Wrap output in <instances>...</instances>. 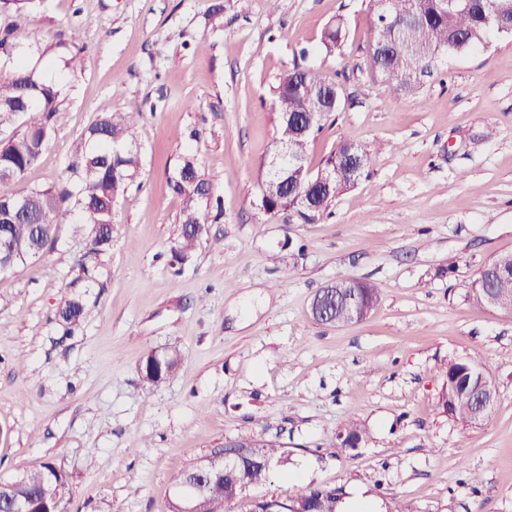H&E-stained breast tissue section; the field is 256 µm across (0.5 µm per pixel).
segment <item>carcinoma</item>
I'll list each match as a JSON object with an SVG mask.
<instances>
[{
    "label": "carcinoma",
    "mask_w": 512,
    "mask_h": 512,
    "mask_svg": "<svg viewBox=\"0 0 512 512\" xmlns=\"http://www.w3.org/2000/svg\"><path fill=\"white\" fill-rule=\"evenodd\" d=\"M37 0H0V13L21 14L35 7ZM373 16L367 52V66L372 75L389 90L408 94L418 89L419 75L430 69L442 53H461L486 47L492 38H512L506 26L512 23V0H467L465 8L457 0H373ZM347 37L342 20L328 25L322 45L332 53ZM33 42L18 25L0 29V128L21 124L23 130L0 141V171L19 181L35 165L53 127L61 95L60 84L43 79L28 64ZM341 91L327 82L316 70L294 66L280 79L275 92L277 140L288 142L295 159L307 160L308 136L300 135L293 118L305 112L319 113L315 130H322L329 117L339 110ZM137 112H110L98 117L76 143L73 162L68 170L77 180L63 174L47 187L21 190L26 198L25 210L14 213L15 195H0V242L5 241L19 262L42 252L54 240L58 224L68 212H76L74 230L88 239L87 255L98 256L112 241V202L133 185L139 170V154L133 141ZM375 153L360 143L344 142L322 162L321 169H332L335 178L327 185L309 188V206L296 202L282 184H272L271 175L261 180L260 206L275 217L281 212L303 224L320 221L336 195L369 175ZM215 176L202 170L194 157L182 159L168 188L183 200L181 234L174 257L184 263L192 257L199 241L212 223L206 198ZM498 259L485 263L468 287L486 285L496 291L501 311L512 314V272L499 276L492 272ZM83 295L72 294L63 300L58 315L67 329L77 326L84 316ZM443 412L462 424L472 423L471 400L464 391L452 394L441 403ZM366 439V431L350 426L337 435L336 448L354 449ZM283 452L272 442H264L253 453L238 461L236 471L223 478L207 479L194 491V512H224V506L236 501L243 487L259 485L271 475ZM24 484L0 492V512H10L13 495L22 494L36 503L47 493L64 489L66 510H71L69 476L47 463L40 469L22 474ZM310 495L319 498L321 512H337L340 495L334 489L307 487L282 501L271 498L254 504L252 512H276L285 503H296Z\"/></svg>",
    "instance_id": "obj_1"
}]
</instances>
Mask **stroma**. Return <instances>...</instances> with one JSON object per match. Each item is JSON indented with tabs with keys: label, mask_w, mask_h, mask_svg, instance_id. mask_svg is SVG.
Instances as JSON below:
<instances>
[{
	"label": "stroma",
	"mask_w": 512,
	"mask_h": 512,
	"mask_svg": "<svg viewBox=\"0 0 512 512\" xmlns=\"http://www.w3.org/2000/svg\"><path fill=\"white\" fill-rule=\"evenodd\" d=\"M40 0L0 15L39 46L31 63L67 72L38 163L0 195L51 184L75 141L106 112L140 111L136 184L114 200L112 242L91 275L86 238L59 224L38 258L0 273V478L54 464L73 512H168L182 470L229 440L281 443L283 460L252 498L310 485L363 488L390 512H512V315L476 305L468 284L512 253V40L442 55L412 94L366 66L370 0ZM343 16L333 53L326 25ZM343 90L307 148L310 169L341 142L372 146L368 178L315 224L271 218L259 183L276 148L274 89L295 61ZM223 173L193 258L172 267L181 199L167 177L181 157ZM344 275L379 302L363 321L317 322L316 292ZM85 295L72 331L57 321ZM180 354L143 388L151 349ZM492 370L480 424L439 407L448 362ZM364 427L341 452L346 424ZM85 303L83 295L72 294L63 300L59 307L58 315L67 330L77 326L84 316Z\"/></svg>",
	"instance_id": "1"
}]
</instances>
